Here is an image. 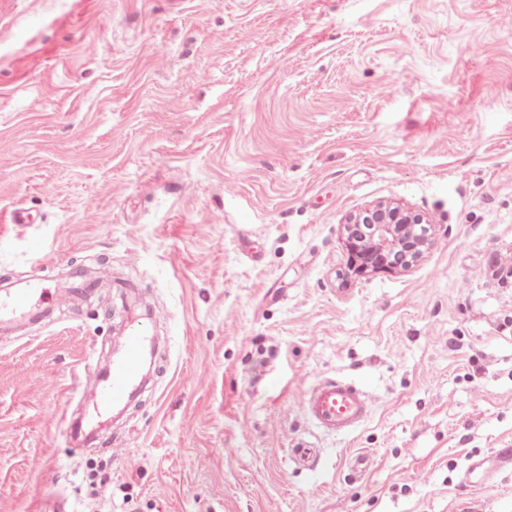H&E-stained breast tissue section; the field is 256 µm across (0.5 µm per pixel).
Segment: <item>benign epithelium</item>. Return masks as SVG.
Segmentation results:
<instances>
[{
    "mask_svg": "<svg viewBox=\"0 0 512 512\" xmlns=\"http://www.w3.org/2000/svg\"><path fill=\"white\" fill-rule=\"evenodd\" d=\"M429 219L394 201H379L351 214L342 225L348 276L407 272L432 245Z\"/></svg>",
    "mask_w": 512,
    "mask_h": 512,
    "instance_id": "benign-epithelium-1",
    "label": "benign epithelium"
}]
</instances>
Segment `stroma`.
Masks as SVG:
<instances>
[{
    "label": "stroma",
    "mask_w": 512,
    "mask_h": 512,
    "mask_svg": "<svg viewBox=\"0 0 512 512\" xmlns=\"http://www.w3.org/2000/svg\"><path fill=\"white\" fill-rule=\"evenodd\" d=\"M380 200L433 245L344 278ZM34 277L84 294L0 331V512H512V0H0V283ZM132 316L124 451L70 447ZM328 375L373 398L346 437L301 408Z\"/></svg>",
    "instance_id": "1"
}]
</instances>
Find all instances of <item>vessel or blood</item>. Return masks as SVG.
I'll list each match as a JSON object with an SVG mask.
<instances>
[{"label": "vessel or blood", "mask_w": 512, "mask_h": 512, "mask_svg": "<svg viewBox=\"0 0 512 512\" xmlns=\"http://www.w3.org/2000/svg\"><path fill=\"white\" fill-rule=\"evenodd\" d=\"M43 290L38 280L0 289V326L13 324L38 314ZM151 351L150 330L146 323L131 321L126 327L120 353L109 368H101L98 359L84 367V378L96 390L89 413L97 419L121 408L131 392L140 385ZM373 401L365 387L352 380L329 376L309 386L302 398L305 417L316 429L333 436L352 434L369 417Z\"/></svg>", "instance_id": "obj_1"}]
</instances>
